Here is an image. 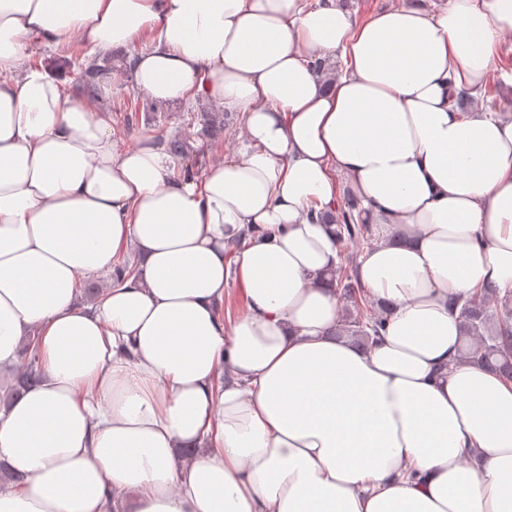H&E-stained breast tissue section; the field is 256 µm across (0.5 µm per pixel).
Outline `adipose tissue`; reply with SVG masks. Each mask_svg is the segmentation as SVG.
<instances>
[{
    "label": "adipose tissue",
    "instance_id": "obj_1",
    "mask_svg": "<svg viewBox=\"0 0 512 512\" xmlns=\"http://www.w3.org/2000/svg\"><path fill=\"white\" fill-rule=\"evenodd\" d=\"M144 32L135 90L243 118L203 177L155 136L118 146L29 62L35 40L103 57ZM511 36L512 0L361 21L339 0H0V394L25 336L42 356L0 406L23 477L0 512H512V384L462 361L448 309L512 294V103L455 104ZM346 192L386 319L368 349L332 334ZM119 253L141 278L78 306ZM232 282L248 307L227 325ZM360 203L359 201L351 196L343 198L339 204L336 212V233L339 235L341 241L345 238L363 245L364 242L368 245L371 238V230L369 225L355 223V212H359ZM41 378L40 355L38 351V337L30 339L22 369L15 379V391L29 388L39 382Z\"/></svg>",
    "mask_w": 512,
    "mask_h": 512
}]
</instances>
